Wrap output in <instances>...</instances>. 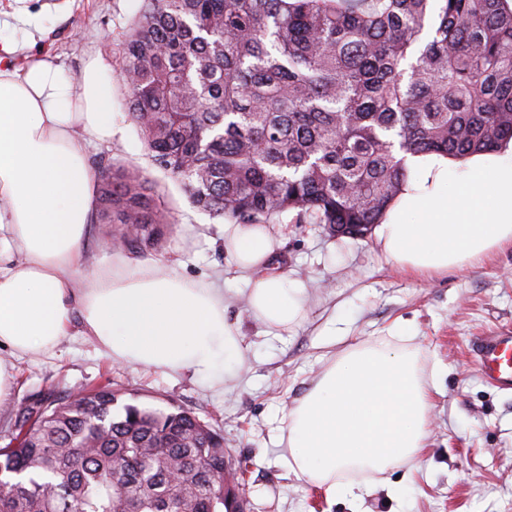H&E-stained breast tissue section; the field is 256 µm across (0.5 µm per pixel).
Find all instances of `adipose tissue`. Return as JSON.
I'll list each match as a JSON object with an SVG mask.
<instances>
[{"label": "adipose tissue", "mask_w": 512, "mask_h": 512, "mask_svg": "<svg viewBox=\"0 0 512 512\" xmlns=\"http://www.w3.org/2000/svg\"><path fill=\"white\" fill-rule=\"evenodd\" d=\"M112 72L89 59L78 80L52 62L26 70L0 58V401L15 385L13 357L55 348L80 332L117 363L224 383V359L241 354L224 318V291L148 260L113 257L85 285L82 242L97 208V175L83 140L112 139ZM409 175L375 237L413 273H445L512 246V143L466 165L441 154L409 157ZM224 246L248 272V301L266 327L305 314L306 286L273 274L263 224H228ZM412 336L361 343L331 362L288 414L289 469L331 498L358 500L340 480L418 459L427 446L430 391Z\"/></svg>", "instance_id": "ef3b65f1"}]
</instances>
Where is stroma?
Here are the masks:
<instances>
[{
    "mask_svg": "<svg viewBox=\"0 0 512 512\" xmlns=\"http://www.w3.org/2000/svg\"><path fill=\"white\" fill-rule=\"evenodd\" d=\"M143 0H0V46L17 68L49 59L70 78L99 57L114 68L112 140L89 146L99 166L148 175L169 215L160 247L141 252L177 274L224 290V316L239 327L242 353L219 388L180 372L116 364L82 336L51 352L15 361L11 397L53 387L59 395L112 383L123 402L138 400L194 412L224 436V448L249 468L242 491L250 512H512V390L488 384L476 362L480 337L512 330V247L448 273L401 270L374 235L336 237L294 213L271 226L273 271L303 281L307 312L281 335L251 314L246 275L224 249V221L197 210L153 166L129 118L116 70L122 42ZM399 327L412 335L424 378L434 379L428 446L420 460L382 474L349 471L365 481L357 503L328 498L290 472L288 413L317 377L350 348Z\"/></svg>",
    "mask_w": 512,
    "mask_h": 512,
    "instance_id": "obj_1",
    "label": "stroma"
}]
</instances>
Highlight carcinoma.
I'll list each match as a JSON object with an SVG mask.
<instances>
[{
	"label": "carcinoma",
	"instance_id": "cac0c4a2",
	"mask_svg": "<svg viewBox=\"0 0 512 512\" xmlns=\"http://www.w3.org/2000/svg\"><path fill=\"white\" fill-rule=\"evenodd\" d=\"M121 47L127 109L154 165L214 218L380 223L406 157L512 139L509 0H143ZM104 224L152 248L167 215L146 175L103 169ZM0 416V512H227L224 438L171 403Z\"/></svg>",
	"mask_w": 512,
	"mask_h": 512
}]
</instances>
